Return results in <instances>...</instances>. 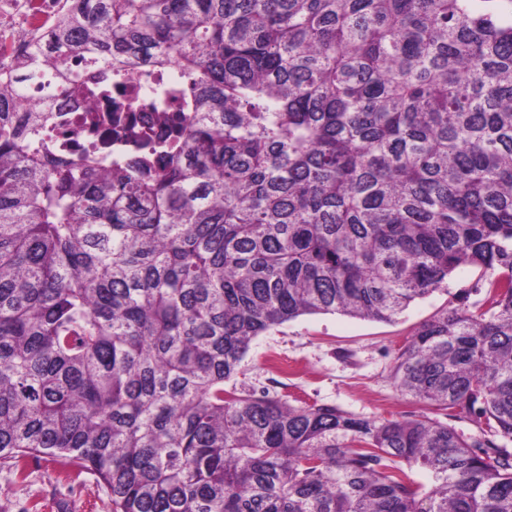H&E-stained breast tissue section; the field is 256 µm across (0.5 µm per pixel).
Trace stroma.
<instances>
[{
  "label": "stroma",
  "mask_w": 512,
  "mask_h": 512,
  "mask_svg": "<svg viewBox=\"0 0 512 512\" xmlns=\"http://www.w3.org/2000/svg\"><path fill=\"white\" fill-rule=\"evenodd\" d=\"M457 270L445 288L413 302L391 323L341 314L305 315L256 338L235 379L238 392L331 404L369 419L420 412L390 379L398 350L419 324L471 288ZM25 479L0 464V512H112L108 490L89 473L47 455L29 460Z\"/></svg>",
  "instance_id": "35a3bbf8"
}]
</instances>
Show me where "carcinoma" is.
Returning <instances> with one entry per match:
<instances>
[{
	"instance_id": "1",
	"label": "carcinoma",
	"mask_w": 512,
	"mask_h": 512,
	"mask_svg": "<svg viewBox=\"0 0 512 512\" xmlns=\"http://www.w3.org/2000/svg\"><path fill=\"white\" fill-rule=\"evenodd\" d=\"M73 60L161 66L188 116L131 164L51 157L36 133ZM97 101L138 120L119 86ZM461 267L483 299L392 365L424 412L225 389L271 328L393 322ZM510 443L512 0H71L0 77L16 477L56 457L113 512H512Z\"/></svg>"
}]
</instances>
